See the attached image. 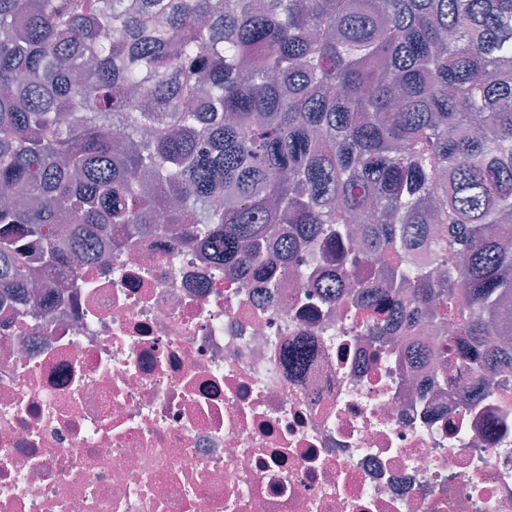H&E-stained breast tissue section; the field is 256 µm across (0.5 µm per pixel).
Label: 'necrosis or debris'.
Segmentation results:
<instances>
[{"instance_id": "necrosis-or-debris-1", "label": "necrosis or debris", "mask_w": 512, "mask_h": 512, "mask_svg": "<svg viewBox=\"0 0 512 512\" xmlns=\"http://www.w3.org/2000/svg\"><path fill=\"white\" fill-rule=\"evenodd\" d=\"M106 251L37 277L47 320L0 307V512H512V373L421 391L403 339L297 279L312 248L280 288L167 236ZM310 352V346L305 339H300L288 346L284 352L288 373L294 376L300 375L306 366Z\"/></svg>"}]
</instances>
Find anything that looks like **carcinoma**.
Returning a JSON list of instances; mask_svg holds the SVG:
<instances>
[{"instance_id": "obj_1", "label": "carcinoma", "mask_w": 512, "mask_h": 512, "mask_svg": "<svg viewBox=\"0 0 512 512\" xmlns=\"http://www.w3.org/2000/svg\"><path fill=\"white\" fill-rule=\"evenodd\" d=\"M2 199L0 305L127 229L267 288L309 245L407 359L448 325L434 382L477 404L512 372V0H0Z\"/></svg>"}]
</instances>
